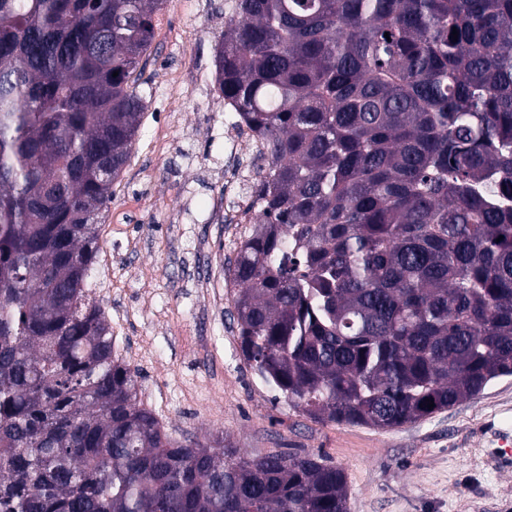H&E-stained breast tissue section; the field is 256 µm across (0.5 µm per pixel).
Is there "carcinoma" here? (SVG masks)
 Segmentation results:
<instances>
[{
	"label": "carcinoma",
	"instance_id": "obj_1",
	"mask_svg": "<svg viewBox=\"0 0 512 512\" xmlns=\"http://www.w3.org/2000/svg\"><path fill=\"white\" fill-rule=\"evenodd\" d=\"M165 2L0 0V506L347 512L320 454L172 439L89 293ZM214 63L266 161L229 268L255 374L384 431L511 376L512 0H234Z\"/></svg>",
	"mask_w": 512,
	"mask_h": 512
}]
</instances>
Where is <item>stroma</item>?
I'll use <instances>...</instances> for the list:
<instances>
[{
  "label": "stroma",
  "instance_id": "1",
  "mask_svg": "<svg viewBox=\"0 0 512 512\" xmlns=\"http://www.w3.org/2000/svg\"><path fill=\"white\" fill-rule=\"evenodd\" d=\"M232 0H167L140 88L146 109L100 229L91 289L139 397L176 440L217 436L250 456L318 452L342 467L348 512H512V376L434 417L381 431L318 424L240 355L228 261L245 231L224 221L215 45Z\"/></svg>",
  "mask_w": 512,
  "mask_h": 512
}]
</instances>
